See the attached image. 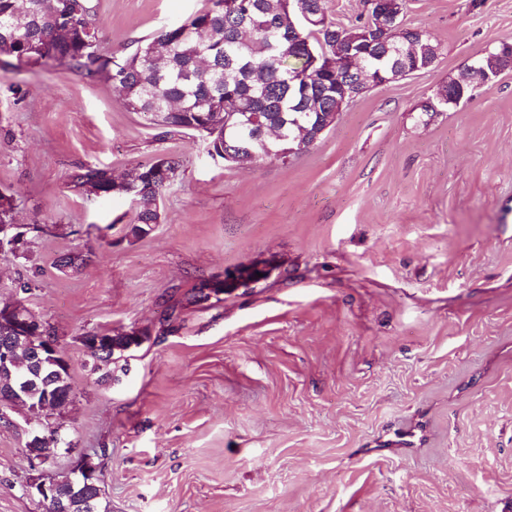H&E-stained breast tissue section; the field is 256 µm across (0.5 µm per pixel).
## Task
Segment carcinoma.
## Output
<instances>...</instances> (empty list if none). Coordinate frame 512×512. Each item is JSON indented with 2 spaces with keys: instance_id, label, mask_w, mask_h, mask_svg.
I'll use <instances>...</instances> for the list:
<instances>
[{
  "instance_id": "cac0c4a2",
  "label": "carcinoma",
  "mask_w": 512,
  "mask_h": 512,
  "mask_svg": "<svg viewBox=\"0 0 512 512\" xmlns=\"http://www.w3.org/2000/svg\"><path fill=\"white\" fill-rule=\"evenodd\" d=\"M250 11L247 30L240 32L242 16L224 9V0H204L203 6L182 22L179 34L163 27L140 42L121 61L101 54L92 22L90 0H0V16L12 20L0 27V55L16 61L14 68L56 63L88 77L104 75L123 91V106L162 128L202 133L216 150L228 147L236 163H253L255 153L268 143L274 154L283 143L309 148L320 128L333 126L341 108L332 86L336 74L317 68L314 57L342 59L348 40L366 21L343 27L329 20L323 0H307L319 25L302 28L288 13V0H240ZM408 64L424 70L434 62L438 45L409 29H397L393 38ZM504 42L487 52L479 64L499 68ZM470 88L459 90V80L418 105L419 112H447L448 96L469 100ZM70 184L87 195L114 197L112 173L83 165L70 175ZM169 185L143 181L122 193L131 200L134 216L126 236L140 239L145 225L160 223L159 200ZM90 250L68 254L65 269L76 271L93 261ZM13 365L0 367V409H21L36 419L43 439L26 445L32 456L49 457L58 447L55 416L71 402L69 372L60 368L51 378H38V389L28 395L15 385L19 375L35 368V351L28 343L12 346ZM56 493L70 502V512H101L102 499L92 503L73 491L74 478L55 479Z\"/></svg>"
}]
</instances>
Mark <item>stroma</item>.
Masks as SVG:
<instances>
[{
  "instance_id": "obj_1",
  "label": "stroma",
  "mask_w": 512,
  "mask_h": 512,
  "mask_svg": "<svg viewBox=\"0 0 512 512\" xmlns=\"http://www.w3.org/2000/svg\"><path fill=\"white\" fill-rule=\"evenodd\" d=\"M202 3L92 0L100 49L123 59ZM401 19L438 43L433 66L369 89L285 162L225 165L103 77L0 70V189L15 224L52 228L0 254V304L31 282L73 390L47 472L91 455L111 512H512V70L416 110L512 42V0H405ZM162 156L179 168L139 240L127 198L69 184ZM259 261L266 280L195 300ZM132 330L142 345L100 381L81 336ZM8 416L0 512H42L25 492L38 423ZM470 93L471 89L465 87L463 94H461V91L459 90V79H455L449 81L447 85L443 86L442 89L435 94L433 93L431 96H428L425 100L421 101L417 109H419V112L427 115H433L436 112H447L458 107V105L455 107H448V95L456 96L457 98L464 96L463 104L470 99ZM434 106H436L437 109Z\"/></svg>"
}]
</instances>
